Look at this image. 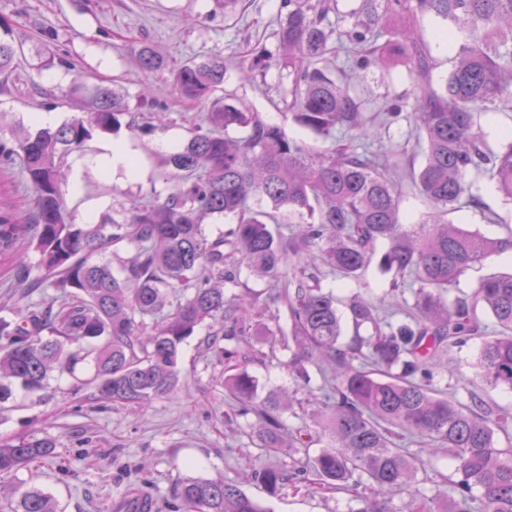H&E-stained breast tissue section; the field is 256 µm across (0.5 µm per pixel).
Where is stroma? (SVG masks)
I'll use <instances>...</instances> for the list:
<instances>
[{
  "instance_id": "1",
  "label": "stroma",
  "mask_w": 512,
  "mask_h": 512,
  "mask_svg": "<svg viewBox=\"0 0 512 512\" xmlns=\"http://www.w3.org/2000/svg\"><path fill=\"white\" fill-rule=\"evenodd\" d=\"M280 0H242L233 16H225L222 0H0V38L18 50V66L7 81H0V110L10 124H28L38 112L58 113L62 120L75 115L60 92L74 77L91 85L116 88L131 105V116L141 119L136 103L150 93L157 111L170 115L162 136L182 146L187 129L207 104L178 97L173 76L178 67L212 57L232 59L224 76V88L246 108L281 125L288 135L310 148L323 147L322 138L299 127L282 100L288 89L278 68L254 72L251 80L240 78L262 51L278 53L277 17ZM151 45L164 60L161 70L145 73L132 63L136 49ZM56 58L46 67L48 58ZM360 93L372 112L412 89V81L398 66L370 67L360 74ZM156 135H134L128 130L102 134L90 143L91 152L121 142L137 159L138 174L110 177L82 166V154L68 159L69 177L78 190L66 196L68 216L74 223L98 222L116 215L132 201L162 186L163 152ZM381 146L403 168L419 167L422 150L406 117H399L383 131ZM390 275L369 269L358 280L330 275L326 285L337 294L380 299L390 287ZM206 330H199L182 351L184 378L178 393L154 400L149 406H99L84 395L68 396L76 374L55 375L56 398L41 402L16 391L8 411L0 414V439L28 434L56 441V459L47 461L33 476L51 492L62 512H132L134 502L151 501V512H171V489L180 476L237 478L239 473L264 466L288 468L293 449L269 452L256 445L250 426L255 415L226 421L229 400L224 395V368L204 345ZM263 357L246 368L259 380L257 394L267 397L282 386H291L286 351L268 357L269 347L258 343ZM480 348L473 340L453 350L447 368L439 370L438 388L459 400L469 392L482 394L498 406L512 408V391L484 388L474 364ZM92 449L99 459L84 466L80 456ZM243 489L267 500L272 512H349L354 502L346 493H312L304 484H286L279 496L266 498L260 486Z\"/></svg>"
}]
</instances>
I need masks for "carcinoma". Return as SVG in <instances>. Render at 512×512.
<instances>
[{"mask_svg": "<svg viewBox=\"0 0 512 512\" xmlns=\"http://www.w3.org/2000/svg\"><path fill=\"white\" fill-rule=\"evenodd\" d=\"M330 0H281L279 50L256 56L240 71L248 81L255 68L288 69V111L301 127L332 139L314 151L284 128L264 120L223 89L226 60L188 62L174 77L181 98L211 102L190 130L187 143L170 154L164 183L124 210L122 219L105 216L98 224H74L66 210L68 156L84 151L95 135L115 133L129 115L114 89L73 82L64 96L81 113L55 129L22 126L0 136V169L20 167L34 192L33 224L0 210V250L8 252L33 235L39 274L31 276L19 257L23 280L43 288L40 299L12 317L0 316V410L15 388L55 396L56 371L75 374L89 363L92 375L73 391L89 387L100 401L147 406L173 395L182 376L183 345L198 329H208V349L227 365L224 389L234 401L232 415L254 414L252 433L261 447L300 448L291 470L270 466L251 473L268 497L296 480L326 491H350L357 512H512V412L470 395L463 403L434 388L440 356L482 339L480 377L490 387L512 390V272L481 279L468 297L452 295L468 271L494 256L512 253V231L488 237L460 229L449 215L464 207L484 209L489 224L506 219L472 193L469 178H485L498 195L512 201V130L488 148L475 128L481 112H512V0H362L341 48L349 69L331 74L337 48L326 33ZM448 22L437 38L454 52L448 75L433 78L437 63L418 22ZM15 46L0 39V75L16 65ZM396 61L408 73L412 92L383 111H359L358 72ZM136 61L144 72L161 68L153 48L143 45ZM409 112L412 133L424 161L402 175L373 150L371 138ZM166 112L149 113L141 133L162 129ZM356 131L351 139L336 132ZM409 178L429 204L412 225L400 201ZM224 218L227 230L212 234L209 218ZM295 224L288 234L280 225ZM123 247L128 261L116 271L95 254ZM392 274V289L410 290L391 316L370 298L344 300L325 289L328 273L361 278L372 262ZM263 280L285 309L274 325L253 320L254 305L226 296L225 284L242 274ZM348 308L355 337L339 346ZM493 320L487 332L477 313ZM371 333L361 336L363 326ZM291 338L288 370L304 403L318 407L322 433H311L306 409L282 419L293 402L288 392L272 393L253 405L255 378L239 361L257 354L255 337ZM233 341L232 349L221 345ZM330 365L335 377L310 388L309 368ZM408 436L421 440L418 453L402 447ZM325 442L309 456L314 442ZM445 452L453 461L448 476L453 494L441 500L414 492L394 504L426 470L423 455ZM55 455V444L34 434L0 441V475L17 474ZM180 512H270L226 478L186 476L173 487ZM0 512H59L55 497L24 482L0 498Z\"/></svg>", "mask_w": 512, "mask_h": 512, "instance_id": "obj_1", "label": "carcinoma"}]
</instances>
